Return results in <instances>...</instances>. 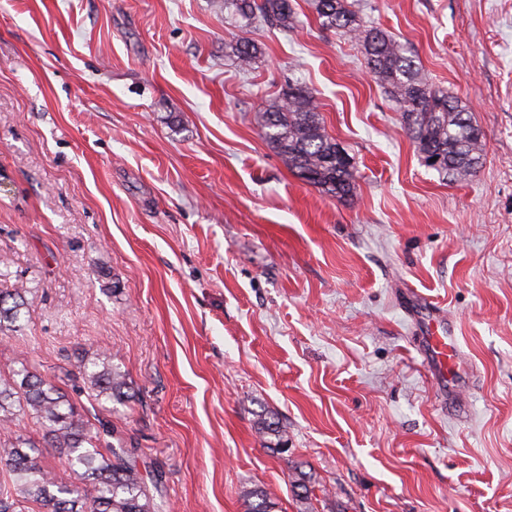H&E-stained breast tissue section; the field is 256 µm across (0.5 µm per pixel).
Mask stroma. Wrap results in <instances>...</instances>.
Returning <instances> with one entry per match:
<instances>
[{"mask_svg": "<svg viewBox=\"0 0 512 512\" xmlns=\"http://www.w3.org/2000/svg\"><path fill=\"white\" fill-rule=\"evenodd\" d=\"M283 33L224 0H0V362L59 380L111 353L112 421L162 512H512V0H358L483 134L474 177L426 167L359 49L292 0ZM249 41V72L229 55ZM300 85L352 157L346 202L264 139ZM459 338L463 412L419 353L414 292ZM283 425L266 448L258 414ZM26 288H14L13 290H0V333L16 331L21 325V316L28 308Z\"/></svg>", "mask_w": 512, "mask_h": 512, "instance_id": "stroma-1", "label": "stroma"}]
</instances>
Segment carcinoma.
Segmentation results:
<instances>
[{"label": "carcinoma", "instance_id": "cac0c4a2", "mask_svg": "<svg viewBox=\"0 0 512 512\" xmlns=\"http://www.w3.org/2000/svg\"><path fill=\"white\" fill-rule=\"evenodd\" d=\"M318 24L341 31L362 53L366 68L402 112L404 127L426 165L456 181L475 175L485 152L480 129L467 105L429 83L407 46L384 31L365 25L348 0H310ZM224 8L244 19H261L282 32L295 28L292 0H224ZM237 66L251 67L259 48L232 47ZM264 139L307 183L327 195L353 200L357 176L352 158L338 156V144L324 129L313 92L288 87L268 101L259 116ZM28 290H0V333L13 332L28 308ZM71 391L89 406L76 403L35 367L4 363L0 370V512H159L160 505L137 467L135 447L123 439L103 414L105 403L126 404L136 398L127 373L107 352L78 357L64 372ZM30 418L40 440L18 434L12 426ZM256 429L266 445L284 450L285 430L278 420L258 416ZM52 449L83 484L59 482L46 463ZM247 512H273L263 487L247 492Z\"/></svg>", "mask_w": 512, "mask_h": 512}]
</instances>
